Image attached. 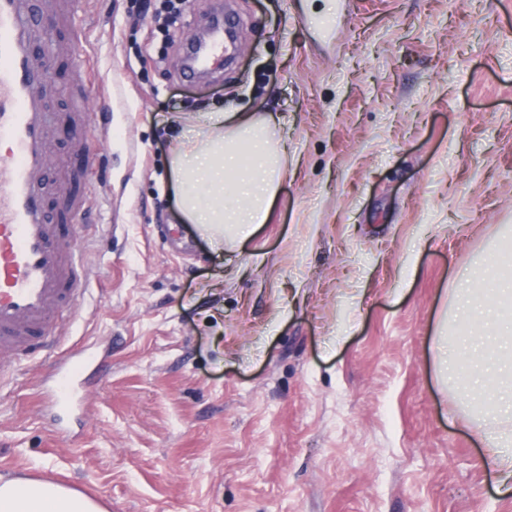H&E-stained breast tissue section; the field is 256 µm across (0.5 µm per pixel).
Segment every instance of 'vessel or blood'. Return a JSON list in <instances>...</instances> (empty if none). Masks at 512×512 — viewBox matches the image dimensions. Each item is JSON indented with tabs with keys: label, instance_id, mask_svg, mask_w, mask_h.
<instances>
[{
	"label": "vessel or blood",
	"instance_id": "vessel-or-blood-1",
	"mask_svg": "<svg viewBox=\"0 0 512 512\" xmlns=\"http://www.w3.org/2000/svg\"><path fill=\"white\" fill-rule=\"evenodd\" d=\"M39 26L29 0H0V139L11 144L0 156V362L51 344L55 317L84 293L82 256L50 219L42 193L53 130L42 101ZM77 371L61 363L45 402L74 390Z\"/></svg>",
	"mask_w": 512,
	"mask_h": 512
}]
</instances>
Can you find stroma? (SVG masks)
I'll use <instances>...</instances> for the list:
<instances>
[{"label":"stroma","instance_id":"35a3bbf8","mask_svg":"<svg viewBox=\"0 0 512 512\" xmlns=\"http://www.w3.org/2000/svg\"><path fill=\"white\" fill-rule=\"evenodd\" d=\"M160 5L80 0L37 33L45 193L93 208L58 344L0 369V476L107 512H512L432 349L464 338L456 275L512 226V0H232L248 46L201 77L180 61L220 0L165 33ZM334 11L327 39L309 21ZM217 106L272 114L288 150L268 223L221 250L178 221L169 175ZM76 348L98 366L41 404Z\"/></svg>","mask_w":512,"mask_h":512}]
</instances>
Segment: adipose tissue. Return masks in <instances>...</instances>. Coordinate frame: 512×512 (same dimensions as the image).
<instances>
[{
  "instance_id": "obj_1",
  "label": "adipose tissue",
  "mask_w": 512,
  "mask_h": 512,
  "mask_svg": "<svg viewBox=\"0 0 512 512\" xmlns=\"http://www.w3.org/2000/svg\"><path fill=\"white\" fill-rule=\"evenodd\" d=\"M195 138L179 141L170 162L171 188L181 221L218 245L252 237L267 223L287 153L276 133L273 116L262 112L199 113ZM512 298V272L498 273L493 286L478 271L458 276L456 306L461 321L476 334L456 347L437 338V377L447 382L460 355L495 353L508 372L491 377L488 370H470L466 396L477 408L476 422L487 446L486 464L499 484L512 480V313L503 308ZM0 512H105L84 494L61 485L29 478L0 483Z\"/></svg>"
}]
</instances>
